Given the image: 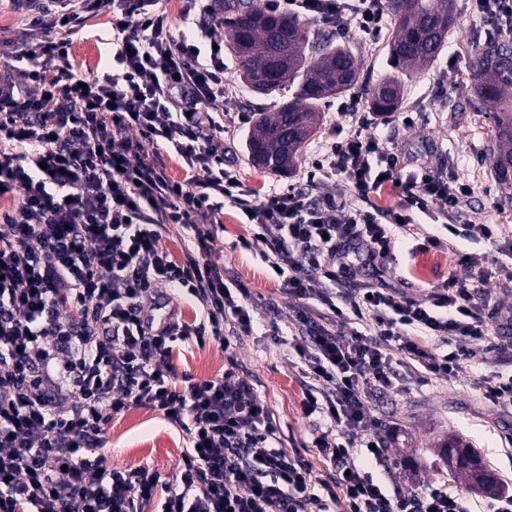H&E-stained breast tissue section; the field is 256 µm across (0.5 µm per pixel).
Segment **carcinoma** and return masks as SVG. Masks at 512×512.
<instances>
[{
  "label": "carcinoma",
  "mask_w": 512,
  "mask_h": 512,
  "mask_svg": "<svg viewBox=\"0 0 512 512\" xmlns=\"http://www.w3.org/2000/svg\"><path fill=\"white\" fill-rule=\"evenodd\" d=\"M224 28L250 89L264 95H279L277 109L256 117L246 148L249 162L271 173L289 171L322 121L329 99L349 90L358 80L351 51L331 44L332 38L316 23L299 15L267 10L257 0H221ZM398 23L391 35L390 56L396 73L374 90L375 112L398 109L405 80L437 61L454 25L455 0H388ZM471 97L475 112L493 118L495 132L490 156L502 174L512 168V41L501 40L477 46L471 57ZM461 448L464 459L448 467L453 477L473 486V467L482 470L488 482L498 480L472 447L462 438L448 436L439 444L440 454Z\"/></svg>",
  "instance_id": "obj_1"
}]
</instances>
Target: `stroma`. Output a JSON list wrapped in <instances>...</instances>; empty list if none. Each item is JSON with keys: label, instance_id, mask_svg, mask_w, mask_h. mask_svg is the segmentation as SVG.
<instances>
[{"label": "stroma", "instance_id": "1", "mask_svg": "<svg viewBox=\"0 0 512 512\" xmlns=\"http://www.w3.org/2000/svg\"><path fill=\"white\" fill-rule=\"evenodd\" d=\"M456 22L436 65L407 82L398 114L380 137L381 146L397 150L402 163L450 169L468 183L471 194L463 207V219L471 224H496L500 237L473 244L456 241L452 250L421 248L420 236L403 239L394 253L389 273L376 265H351L341 285L358 288L386 281L407 296L418 298L441 285L450 273L459 271V253L477 250L499 264L512 263V255L500 248L501 236L512 234V173L499 174L489 156L493 122L487 115L465 110L470 94V65L476 46L492 39L512 37V30L484 25L472 13L469 0H456ZM395 24L386 14L379 36L369 39L356 29L340 33L359 66V79L350 90L332 99L323 123L304 148L297 168L277 175L255 168L247 161L246 139L249 116L275 109L273 98L253 93L241 80L232 51L224 53V84L230 93L224 104V150L247 192V203H261L271 192L294 188L306 190L307 173L329 142L352 135L356 124L353 111L370 109L371 92L390 72L388 41ZM43 30L34 27L31 15L20 11L14 0H0V65L7 64L3 51L22 43L44 40ZM116 51L112 11L105 8L83 17L77 33L69 37V58L78 73L93 77L115 68ZM412 124H404V116ZM220 232L211 244L210 261L226 279L249 291L253 332L234 339L233 350L217 343L205 345L189 340L178 343L174 363L178 372L197 378L223 375L227 369L254 384L267 402L279 426L286 451L310 444L319 427L317 417L306 416L301 401L303 381L295 358L285 343L269 336L272 327L288 331L295 302L281 289V282L258 250L243 248L251 227L238 206L225 203L212 218ZM502 368L499 353L478 351L469 374L453 381L434 379L424 385L372 398L379 430L396 428L391 454L401 461L396 483L409 489L422 483L447 487L449 493H466L476 504L488 500L487 492L452 480L440 457L437 443L448 435L466 439L483 462L499 478L498 490L512 495V412L487 403L474 382ZM108 461L118 469L148 467L175 481L187 445L185 433L157 411L132 408L113 415L109 430Z\"/></svg>", "mask_w": 512, "mask_h": 512}]
</instances>
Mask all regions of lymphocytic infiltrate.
I'll use <instances>...</instances> for the list:
<instances>
[{"label": "lymphocytic infiltrate", "mask_w": 512, "mask_h": 512, "mask_svg": "<svg viewBox=\"0 0 512 512\" xmlns=\"http://www.w3.org/2000/svg\"><path fill=\"white\" fill-rule=\"evenodd\" d=\"M107 6L119 72L82 79L67 41L49 40L12 52L28 92L0 86V139L10 143L0 149V189L18 195L0 217V512H143L160 486V512H472L464 495L395 486L368 397L466 374L477 346L502 351L490 329L499 311L486 295L494 279L512 288V270L465 252L464 274L419 300L369 285L336 291L350 255L387 268L414 213L448 219L447 237H424L436 250L458 235L492 238V225L450 222L467 184L451 171L403 172L393 150L362 134L391 124V114L375 113L327 145L313 165V197L274 192L253 206L249 244L298 302L287 344L305 380L302 407L326 425L312 446L331 476L314 486L305 452L282 448L252 384L231 371L182 379L172 361L178 342L229 346L225 323L252 331L245 289L208 258L209 216L242 192L218 146L224 51L175 34L156 0H26L41 28L71 32L81 13ZM265 6L372 37L384 16L383 0ZM162 145L182 157L184 180L168 177ZM326 168L351 182L354 205L324 189ZM388 184L402 192L394 208L373 201ZM172 224L189 238L180 261L160 245ZM176 291L199 302L202 322L168 313ZM133 406L185 431L177 483L109 464L112 417Z\"/></svg>", "instance_id": "obj_1"}]
</instances>
